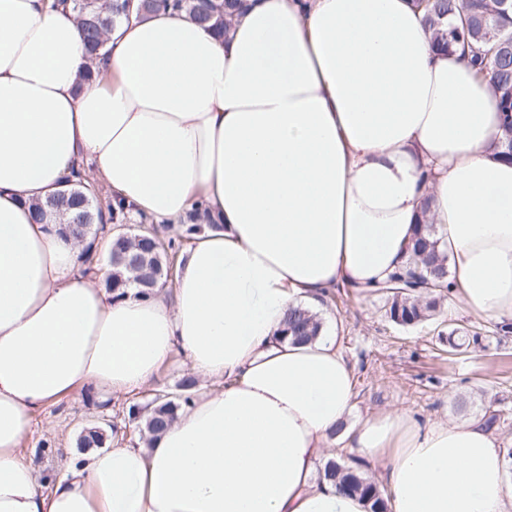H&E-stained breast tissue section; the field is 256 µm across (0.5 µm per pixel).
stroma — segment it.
I'll list each match as a JSON object with an SVG mask.
<instances>
[{
	"label": "stroma",
	"instance_id": "obj_1",
	"mask_svg": "<svg viewBox=\"0 0 512 512\" xmlns=\"http://www.w3.org/2000/svg\"><path fill=\"white\" fill-rule=\"evenodd\" d=\"M319 316L337 328L354 367L352 422L403 409L423 422L462 423L483 419L493 409L500 415L495 433L502 447L512 448V335L497 334L494 321L462 307L443 308L432 319L404 328L386 317L379 295L350 296L342 288L324 301ZM451 323L481 328L482 346L448 355L438 333ZM188 376L176 363L162 370L150 388L131 396L101 401L80 394L36 413L34 429L24 441L25 454L61 470L77 454L78 439L87 428L113 424L117 438H138L142 422L130 419V407L146 406L158 393L175 392Z\"/></svg>",
	"mask_w": 512,
	"mask_h": 512
}]
</instances>
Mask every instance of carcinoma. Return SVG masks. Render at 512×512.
Returning a JSON list of instances; mask_svg holds the SVG:
<instances>
[{"label": "carcinoma", "instance_id": "1", "mask_svg": "<svg viewBox=\"0 0 512 512\" xmlns=\"http://www.w3.org/2000/svg\"><path fill=\"white\" fill-rule=\"evenodd\" d=\"M247 6V0H139L135 6L131 0H73L72 3L90 60L99 55L108 33L123 18L171 10L184 13L221 34ZM420 6L434 43L440 49L449 50L461 39L468 41L463 57L478 73L490 75L500 111L505 113L498 148L501 156L512 159V19L501 14L497 0H429L423 6L415 4L417 8ZM484 27L496 30L497 41L509 43L510 49L504 52L478 39ZM51 216L58 217L62 224L80 218L90 224H106L116 220L117 213L110 203L104 209L98 207L96 196L86 194L78 179L62 193L33 207L35 221L42 222ZM110 262L113 272L112 279L106 282L109 291L121 297L132 286L150 288L167 276L165 239L154 226L121 236L112 243ZM448 290V258L439 250L435 229L423 224L416 235L409 268L392 276L375 293L385 299V315L390 321L410 327L434 316ZM320 328L321 321L309 310L291 308L281 334L293 342H304L318 336ZM438 339L457 351L479 344L482 336L457 327ZM190 388L191 383L183 382L179 392L158 394L146 405L144 433L148 437L160 434L173 422L177 411L191 399ZM106 441L102 429L91 427L81 435L78 445L103 448ZM322 475L359 496L368 504L369 512H386L383 492L359 469L331 459L324 465Z\"/></svg>", "mask_w": 512, "mask_h": 512}]
</instances>
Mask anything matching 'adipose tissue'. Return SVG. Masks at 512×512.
Segmentation results:
<instances>
[{
    "label": "adipose tissue",
    "mask_w": 512,
    "mask_h": 512,
    "mask_svg": "<svg viewBox=\"0 0 512 512\" xmlns=\"http://www.w3.org/2000/svg\"><path fill=\"white\" fill-rule=\"evenodd\" d=\"M0 0V512H368L322 477L356 451L391 512H512L497 438L477 421L391 410L357 425L332 331L293 343L289 307L405 269L418 225L448 256L449 307L512 322V163L488 77L433 44L410 0H252L226 37L185 15L118 25L84 84L72 12ZM128 219L181 232L173 283L116 299L110 261L31 206L72 169ZM201 392L151 443L35 465L36 412L129 395L175 358Z\"/></svg>",
    "instance_id": "adipose-tissue-1"
}]
</instances>
